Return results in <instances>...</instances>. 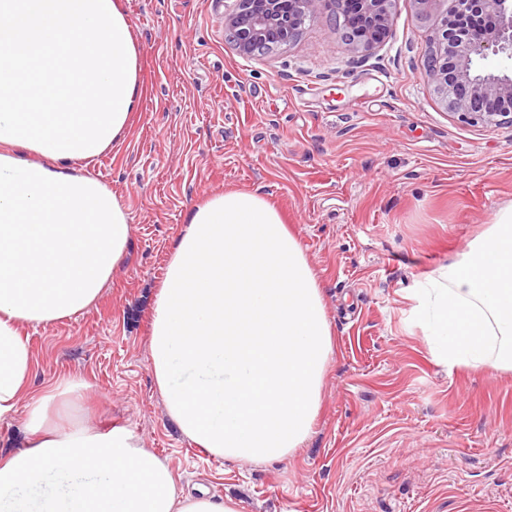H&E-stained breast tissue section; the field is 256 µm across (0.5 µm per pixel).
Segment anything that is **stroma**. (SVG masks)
Listing matches in <instances>:
<instances>
[{
    "instance_id": "stroma-1",
    "label": "stroma",
    "mask_w": 512,
    "mask_h": 512,
    "mask_svg": "<svg viewBox=\"0 0 512 512\" xmlns=\"http://www.w3.org/2000/svg\"><path fill=\"white\" fill-rule=\"evenodd\" d=\"M123 4L141 108L87 172L127 211L130 246L97 303L29 329L36 383L86 377L71 420L126 424L182 487L239 512H512V373L438 363L411 315L417 283L512 205V124L450 117L412 0H397L388 42L365 61L321 20L245 57L224 36L234 0ZM258 187L319 276L335 359L302 448L233 463L169 418L150 317L193 207Z\"/></svg>"
}]
</instances>
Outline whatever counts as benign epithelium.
<instances>
[{
	"label": "benign epithelium",
	"mask_w": 512,
	"mask_h": 512,
	"mask_svg": "<svg viewBox=\"0 0 512 512\" xmlns=\"http://www.w3.org/2000/svg\"><path fill=\"white\" fill-rule=\"evenodd\" d=\"M351 3L358 18L350 26ZM419 18L431 26L425 71L451 115L470 126L512 122V74L480 72L476 62L493 54L512 61V0H413ZM395 0H236L224 15V29L239 53L253 56L289 43L308 21L334 17L350 50L367 57L392 31ZM488 17L487 30L472 22ZM497 110L489 111L488 104Z\"/></svg>",
	"instance_id": "1"
}]
</instances>
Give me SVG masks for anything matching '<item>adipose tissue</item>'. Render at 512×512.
I'll list each match as a JSON object with an SVG mask.
<instances>
[{
  "instance_id": "ef3b65f1",
  "label": "adipose tissue",
  "mask_w": 512,
  "mask_h": 512,
  "mask_svg": "<svg viewBox=\"0 0 512 512\" xmlns=\"http://www.w3.org/2000/svg\"><path fill=\"white\" fill-rule=\"evenodd\" d=\"M140 52L121 0H0V420L26 405V449L0 458V512H238L178 488L125 426L53 427L84 380L34 389L25 328L95 304L123 261L129 218L77 172L126 137ZM433 356L512 372V206L413 291ZM150 370L182 435L227 461L288 457L309 436L334 357L323 292L260 190L191 210L151 313Z\"/></svg>"
}]
</instances>
